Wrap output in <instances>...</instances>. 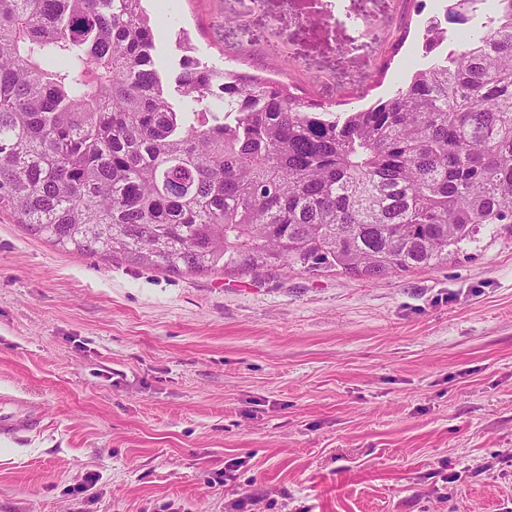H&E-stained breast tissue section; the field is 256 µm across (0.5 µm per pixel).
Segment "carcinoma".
<instances>
[{"label": "carcinoma", "instance_id": "1", "mask_svg": "<svg viewBox=\"0 0 512 512\" xmlns=\"http://www.w3.org/2000/svg\"><path fill=\"white\" fill-rule=\"evenodd\" d=\"M144 0H0V211L173 274L448 262L512 224V0H447L387 98L338 112L184 46L165 95ZM448 49L447 25H466Z\"/></svg>", "mask_w": 512, "mask_h": 512}]
</instances>
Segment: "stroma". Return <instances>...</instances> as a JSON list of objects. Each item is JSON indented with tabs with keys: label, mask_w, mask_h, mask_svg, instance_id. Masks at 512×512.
Masks as SVG:
<instances>
[{
	"label": "stroma",
	"mask_w": 512,
	"mask_h": 512,
	"mask_svg": "<svg viewBox=\"0 0 512 512\" xmlns=\"http://www.w3.org/2000/svg\"><path fill=\"white\" fill-rule=\"evenodd\" d=\"M432 3L146 7L167 85L184 32L218 66L278 49L359 108L411 75ZM5 396L43 429L0 437V512H512V226L374 281L234 278L78 255L2 213Z\"/></svg>",
	"instance_id": "1"
}]
</instances>
